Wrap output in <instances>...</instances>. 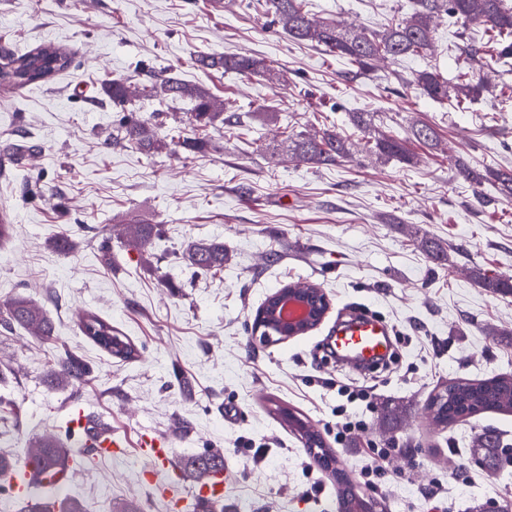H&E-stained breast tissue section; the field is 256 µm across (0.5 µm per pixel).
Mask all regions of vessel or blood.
Returning a JSON list of instances; mask_svg holds the SVG:
<instances>
[{
	"instance_id": "b4317fda",
	"label": "vessel or blood",
	"mask_w": 512,
	"mask_h": 512,
	"mask_svg": "<svg viewBox=\"0 0 512 512\" xmlns=\"http://www.w3.org/2000/svg\"><path fill=\"white\" fill-rule=\"evenodd\" d=\"M332 353L337 360L362 366H372L386 358L391 350L386 323L369 314L357 315L338 328L331 340ZM69 418L74 429L88 431L90 414L83 407H73ZM89 433V431H88ZM125 442L110 429L98 428L89 433L83 448L74 449L72 460H85L87 454L112 456L123 453ZM140 452L147 461L143 476L157 494L164 499L168 512H223L229 502L228 479L214 472L197 482L189 495H182L178 488L182 473L175 464L172 451L164 439L146 432L140 436ZM69 467H59L50 472L34 469L32 463L16 465L7 476L9 494L13 501L28 502L37 491L53 493L70 478Z\"/></svg>"
}]
</instances>
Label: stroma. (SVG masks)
I'll use <instances>...</instances> for the list:
<instances>
[{
	"label": "stroma",
	"mask_w": 512,
	"mask_h": 512,
	"mask_svg": "<svg viewBox=\"0 0 512 512\" xmlns=\"http://www.w3.org/2000/svg\"><path fill=\"white\" fill-rule=\"evenodd\" d=\"M318 21L366 31L407 16L413 0H304ZM487 41L482 24L435 21L427 56L380 63L361 73L324 47L292 40L266 0H0V43L12 52L42 44L69 48L70 68L50 82L0 89V212L14 226L0 245V304L22 295L55 325L52 337L0 326V455L24 461L31 443L63 433L71 405L106 417L126 441L124 454L87 461L65 493L84 512H116L126 502L166 512L142 478L139 435L167 438L193 487L192 464L213 453L230 475V512H336L335 478L308 454L278 416L294 412L313 425L337 466L359 473L368 445L392 448L385 463V512H472L512 503V455L496 465L469 450L492 428L512 443V413L486 412L435 425L427 400L454 379L512 375V294L483 288L487 277L512 279V197L497 171L512 169V70L487 69L489 88L463 107L432 101L412 86V72L433 66L456 81L462 39ZM249 54L281 78H244L198 67V55ZM176 75L229 102L208 127L190 120L193 103L135 98L112 102L115 80L138 87ZM159 136L201 139L203 151L147 154L103 142L127 113ZM374 115L376 132L402 139L407 165L370 153L351 123ZM436 135L413 138L416 125ZM338 134L348 158L317 166L273 145L296 136ZM26 144L13 160L4 148ZM480 170L481 185L461 168ZM158 227L146 249L124 228ZM68 235L59 252L48 241ZM223 242L220 272H197L182 252L198 240ZM442 258L428 251L431 242ZM312 283L332 308L309 333L263 345L252 338L265 298L287 284ZM364 308L394 331L395 359L371 376L325 359L322 344L338 318ZM93 313L137 349L109 356L84 336L79 318ZM90 372L65 384L51 367L63 351ZM370 387L372 426L336 442L335 392L328 380ZM468 461L470 473L448 470ZM443 493L432 496L435 485Z\"/></svg>",
	"instance_id": "obj_1"
}]
</instances>
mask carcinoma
<instances>
[{"mask_svg": "<svg viewBox=\"0 0 512 512\" xmlns=\"http://www.w3.org/2000/svg\"><path fill=\"white\" fill-rule=\"evenodd\" d=\"M268 13L282 24L288 36L300 42L316 43L326 50L345 56L354 62L359 70L369 72L380 59L393 61L402 57H422L432 43L434 18L445 15L465 25L479 22L496 31L502 37L495 60L505 64L512 58V5L507 0H416L409 16L389 25L381 32L367 33L363 30H347L333 22H314L303 9V0H267ZM462 53L466 60V71L458 82L451 84L433 68H424L413 74L411 83L427 98L444 102L448 99L457 105L476 100L484 90L480 78L484 68V52L474 43L466 44ZM196 62L205 68H222L244 77H267L271 68L266 60L246 55H224L213 57L201 55ZM72 63V56L65 49L54 45L35 47L24 53H12L0 67V85L23 87L49 82ZM106 93L115 102H125L130 96L153 99L165 104L176 99L193 102L191 119L199 126H208L224 115L229 105L211 96L205 89L182 82L176 77H156L131 92L119 81L106 86ZM127 142L139 148L158 153L168 150L176 153L183 149L197 152L204 143L197 140L166 142L157 137L152 127L136 114L129 113L120 123L116 134L104 140V146ZM371 152L380 157L411 163L403 144L388 135H378L368 140ZM303 158L312 164L331 165L345 157L348 144L338 134L325 133L319 139L301 138L294 145ZM156 231L154 224H132L129 226V244L145 248ZM183 258L192 267L208 272L224 268L226 252L224 243L217 240L195 241L187 245ZM7 325H18L34 330L42 337L54 333V324L43 310L24 296H16L4 304ZM79 326L87 336L98 335L99 330H112V324L105 319L88 313L81 317ZM86 364L75 354L65 353L60 359L58 375L67 382L82 381L88 375ZM446 404L431 412L432 421L437 424H452L476 414L495 411H512V381L493 377L480 381L459 380L447 385ZM71 452L69 444L59 438L44 441L29 454V458L40 470L45 471L66 464Z\"/></svg>", "mask_w": 512, "mask_h": 512, "instance_id": "carcinoma-1", "label": "carcinoma"}]
</instances>
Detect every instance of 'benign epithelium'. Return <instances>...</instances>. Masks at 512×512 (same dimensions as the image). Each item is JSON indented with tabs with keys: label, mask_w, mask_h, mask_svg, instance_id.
Instances as JSON below:
<instances>
[{
	"label": "benign epithelium",
	"mask_w": 512,
	"mask_h": 512,
	"mask_svg": "<svg viewBox=\"0 0 512 512\" xmlns=\"http://www.w3.org/2000/svg\"><path fill=\"white\" fill-rule=\"evenodd\" d=\"M330 308V299L317 286H284L270 294L257 310L255 331L265 341L285 342L317 328Z\"/></svg>",
	"instance_id": "7a95c632"
}]
</instances>
